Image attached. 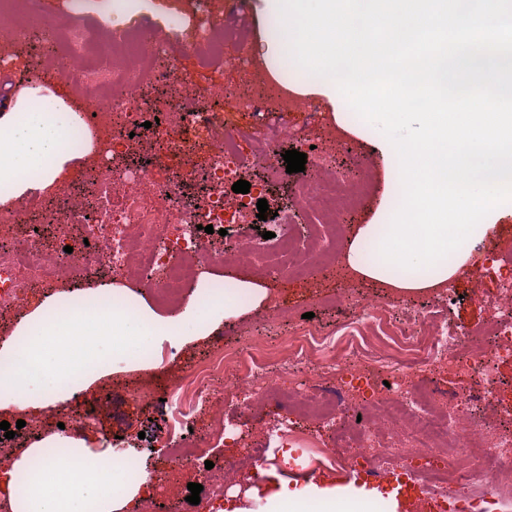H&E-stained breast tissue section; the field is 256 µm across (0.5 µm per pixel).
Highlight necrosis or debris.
Masks as SVG:
<instances>
[{
    "label": "necrosis or debris",
    "instance_id": "1",
    "mask_svg": "<svg viewBox=\"0 0 512 512\" xmlns=\"http://www.w3.org/2000/svg\"><path fill=\"white\" fill-rule=\"evenodd\" d=\"M212 6L213 0H192V10L205 19L183 51L205 65L238 67L247 84L270 83L284 92L288 76L270 62L225 55V41L242 33L226 25ZM36 29L46 47L32 55L33 67L63 80L85 114L83 126L70 136L80 167L53 192L35 190L16 206H0L1 322L22 319L36 291L52 295L59 308H73L72 281L95 287L107 268L119 276L121 300L131 308L148 292L163 304L183 301L189 278L217 292L233 290L234 281L219 275L230 262L269 277L288 272L302 278L321 259L342 265L340 209L361 205L367 187L337 167V155L354 149L335 126L327 127L316 146L299 144L307 166L295 181L293 208L277 209L285 231L275 243L252 240L230 254L205 250L204 226L248 231L252 201L229 195L227 188L258 166L265 174L264 191L272 190L284 172L281 143L296 137L288 115L300 101L284 98L270 109L261 96L236 95L227 110L204 108L205 100L224 94L190 86L175 65L158 66L170 52L168 31L139 25L103 33L69 17L49 25L37 0H0L1 69L11 64L3 47L27 43ZM156 87L166 95L154 100L153 111H144L145 96ZM158 167L167 177L155 176ZM198 178L204 182L201 202L179 205L183 189ZM299 218L310 224L309 234L296 235ZM476 265L483 277L497 282L499 299L486 326L467 330L436 310L403 307L398 294L357 293L352 279H344L342 295L353 310L348 329L389 325L394 372L375 371L355 344L321 366L314 353L332 348V335L272 292L269 315L287 322L289 335L299 339L288 349L287 369L267 365L249 343L225 348L219 336L205 360L174 374L151 372L129 382L134 402L167 416L150 439L151 447L166 451L159 481H170L180 465H193L209 488L196 512H222L227 483L254 465L250 458L236 457L243 433L225 427L223 405L248 392L257 401L278 400L315 422L311 428L294 421L272 424L263 434L267 447L297 448L301 462L317 456L323 472L349 468L376 481L407 478L414 490L413 512H448L453 503L485 498L493 500L496 512H512V432L492 433L471 410L476 403L495 404L487 379L470 377L454 394L413 380L418 368L440 373L461 367L466 358L477 367L512 359V260L492 250ZM397 307L404 317L394 322L390 316ZM355 379L370 397L351 393ZM107 405V396L90 402L75 393L43 418L27 419L21 441L0 444V468L57 428L74 435L93 430ZM201 411L210 414L211 423L198 436L191 428ZM339 419L344 426L334 445H327L322 430Z\"/></svg>",
    "mask_w": 512,
    "mask_h": 512
}]
</instances>
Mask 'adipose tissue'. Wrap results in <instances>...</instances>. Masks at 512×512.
Returning a JSON list of instances; mask_svg holds the SVG:
<instances>
[{
	"mask_svg": "<svg viewBox=\"0 0 512 512\" xmlns=\"http://www.w3.org/2000/svg\"><path fill=\"white\" fill-rule=\"evenodd\" d=\"M56 94L22 90L15 107L0 114V206L28 191H54L71 176L70 133L80 124ZM111 284L76 290L83 303L64 312L40 297L8 337L0 339V411L43 416L73 393L111 377L115 362L151 367L158 336L205 338L237 300L220 295L189 301L183 311L161 316L148 306L118 307ZM258 486L224 512H401L397 492L342 480H301L262 470ZM152 490L136 457L121 461L92 451L85 442L54 434L44 447L28 448L0 469V496L13 512H134Z\"/></svg>",
	"mask_w": 512,
	"mask_h": 512,
	"instance_id": "adipose-tissue-1",
	"label": "adipose tissue"
}]
</instances>
